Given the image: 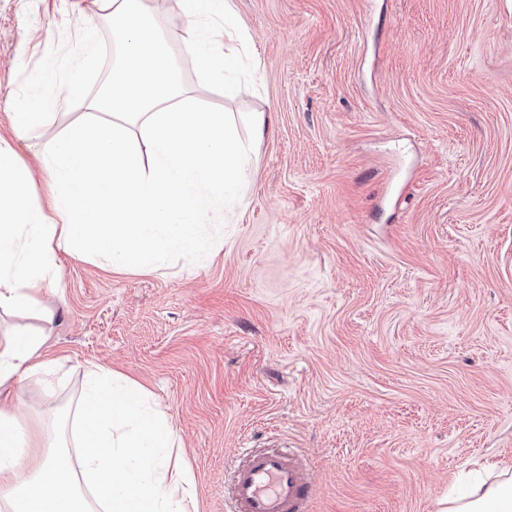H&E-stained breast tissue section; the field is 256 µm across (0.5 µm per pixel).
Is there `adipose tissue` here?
I'll list each match as a JSON object with an SVG mask.
<instances>
[{
	"instance_id": "ef3b65f1",
	"label": "adipose tissue",
	"mask_w": 512,
	"mask_h": 512,
	"mask_svg": "<svg viewBox=\"0 0 512 512\" xmlns=\"http://www.w3.org/2000/svg\"><path fill=\"white\" fill-rule=\"evenodd\" d=\"M123 36L111 80L89 113L69 123L44 156L55 200L47 215L29 200L26 169L0 141V310L24 309L61 288L60 254L134 268L179 254L195 260L199 228L223 222L253 149L268 131L249 115L251 140L227 112H201L180 77L168 37L133 0H98ZM189 26L204 82L233 96L227 72L244 32L231 0H172ZM43 336L0 337V512H190L194 487L172 460L177 434L136 383L100 364L85 381L66 437L36 441L7 409L23 383L49 370ZM442 501L439 512H512V473Z\"/></svg>"
}]
</instances>
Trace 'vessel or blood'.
<instances>
[{
    "mask_svg": "<svg viewBox=\"0 0 512 512\" xmlns=\"http://www.w3.org/2000/svg\"><path fill=\"white\" fill-rule=\"evenodd\" d=\"M228 495L232 512H306L315 485L299 449L245 447L232 471Z\"/></svg>",
    "mask_w": 512,
    "mask_h": 512,
    "instance_id": "obj_1",
    "label": "vessel or blood"
}]
</instances>
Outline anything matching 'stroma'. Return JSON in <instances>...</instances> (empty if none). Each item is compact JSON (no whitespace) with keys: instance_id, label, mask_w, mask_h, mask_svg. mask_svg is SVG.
<instances>
[{"instance_id":"stroma-1","label":"stroma","mask_w":512,"mask_h":512,"mask_svg":"<svg viewBox=\"0 0 512 512\" xmlns=\"http://www.w3.org/2000/svg\"><path fill=\"white\" fill-rule=\"evenodd\" d=\"M231 2L260 80L228 99L200 88L182 17L143 0L203 108L244 139L249 113L269 119L223 238L192 265L61 255L60 291L0 316L56 360L16 413L39 434L97 363L168 415L192 512H229L238 450L274 434L311 464V512H438L460 472L512 468V0ZM85 21L100 53L75 77ZM118 51L93 0H0V139L33 202L51 207L39 160ZM70 84L15 133L20 102Z\"/></svg>"}]
</instances>
